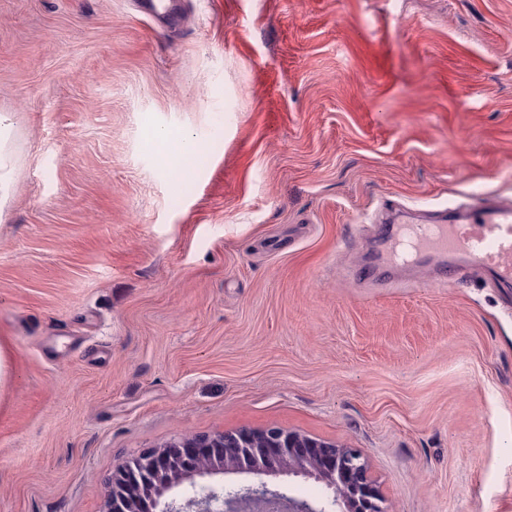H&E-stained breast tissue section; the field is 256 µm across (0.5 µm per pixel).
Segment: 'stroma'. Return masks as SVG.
Returning a JSON list of instances; mask_svg holds the SVG:
<instances>
[{"label":"stroma","instance_id":"1","mask_svg":"<svg viewBox=\"0 0 512 512\" xmlns=\"http://www.w3.org/2000/svg\"><path fill=\"white\" fill-rule=\"evenodd\" d=\"M185 8L0 0V512L270 427L360 450L385 512H512V288L356 280L384 204L512 195V0ZM139 12L153 21L177 24L185 3L181 0H137ZM14 155L12 150V124L3 113L0 114V204L9 198L12 188Z\"/></svg>","mask_w":512,"mask_h":512}]
</instances>
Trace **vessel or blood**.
<instances>
[{"label":"vessel or blood","mask_w":512,"mask_h":512,"mask_svg":"<svg viewBox=\"0 0 512 512\" xmlns=\"http://www.w3.org/2000/svg\"><path fill=\"white\" fill-rule=\"evenodd\" d=\"M140 13L154 21L177 24L183 0H137ZM372 231L378 248L357 280L383 273L398 283L416 269L430 272L437 287L491 272L503 285L512 284V200L471 197L436 211L428 222L415 219L411 209L380 214Z\"/></svg>","instance_id":"vessel-or-blood-1"}]
</instances>
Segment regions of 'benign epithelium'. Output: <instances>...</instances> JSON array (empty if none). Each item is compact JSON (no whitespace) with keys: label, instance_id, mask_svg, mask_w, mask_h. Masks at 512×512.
<instances>
[{"label":"benign epithelium","instance_id":"benign-epithelium-1","mask_svg":"<svg viewBox=\"0 0 512 512\" xmlns=\"http://www.w3.org/2000/svg\"><path fill=\"white\" fill-rule=\"evenodd\" d=\"M259 452L249 448L251 436L227 431L141 451L112 475L104 512H243V506L276 512H381L379 489L355 448L320 442L298 432L268 428L256 433ZM228 474H251L259 481L235 489L221 483ZM312 478L330 495L308 502L272 488L267 477Z\"/></svg>","mask_w":512,"mask_h":512}]
</instances>
